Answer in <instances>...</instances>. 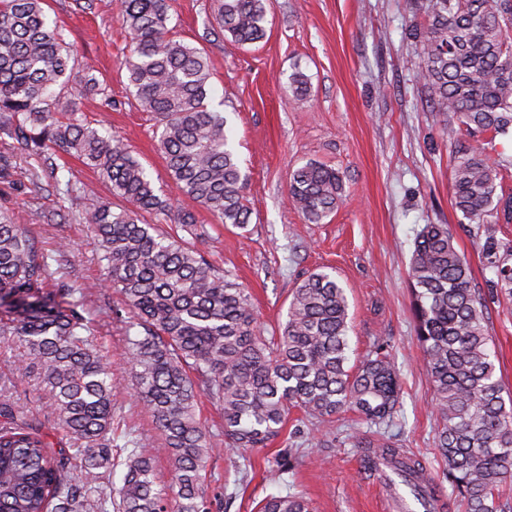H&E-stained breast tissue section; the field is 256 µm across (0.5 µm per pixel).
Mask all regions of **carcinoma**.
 Segmentation results:
<instances>
[{"label": "carcinoma", "instance_id": "carcinoma-1", "mask_svg": "<svg viewBox=\"0 0 512 512\" xmlns=\"http://www.w3.org/2000/svg\"><path fill=\"white\" fill-rule=\"evenodd\" d=\"M214 20L232 42L252 45L266 35L268 0H213ZM46 0H0V132L55 173V153L81 160L109 183L111 198L89 203L87 222L107 261L108 283L130 314L127 364L138 397L151 409L170 455V484L156 478L149 449L124 460L116 512H211L204 491L213 451L197 415V390L224 413L225 451L242 459L250 448L277 439L293 410L331 426L351 408L388 427L402 383L379 345L360 366H349V303L327 270L293 289L287 321L277 336L261 333L251 297L208 263L177 233L141 222L165 211L140 160L116 135H102L81 109L89 89L112 105L107 86L80 63L46 19ZM420 80L427 107L456 117L472 136L493 142L512 134V0H427ZM117 16L131 40L128 81L141 109L156 120L166 167L179 190L223 224L249 221L229 119L209 107L206 53L175 39L169 0H117ZM454 144V206L470 223L486 224L512 199L500 164L482 143ZM340 173L308 162L292 172L289 195L303 217L319 223L338 206ZM482 254L493 270L490 298L512 300V246L486 237ZM416 339L433 385L444 477L465 512H512L499 488L512 479V407L485 326V298L471 288L469 266L442 224H426L410 261ZM47 256L0 207V335L15 336L16 369L34 374L49 395L58 427L74 454L57 451L48 436L18 420L13 390L0 387V512H90L88 493L117 465L112 454V376L109 350L92 336L81 303L65 289L51 291ZM355 448H379L384 465L413 498L435 500L438 485L423 461L382 432L351 437ZM80 459L74 472L71 456ZM259 512H310L297 494L262 500Z\"/></svg>", "mask_w": 512, "mask_h": 512}]
</instances>
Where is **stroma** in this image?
Here are the masks:
<instances>
[{"instance_id": "obj_1", "label": "stroma", "mask_w": 512, "mask_h": 512, "mask_svg": "<svg viewBox=\"0 0 512 512\" xmlns=\"http://www.w3.org/2000/svg\"><path fill=\"white\" fill-rule=\"evenodd\" d=\"M211 0H171L175 36L203 49L213 65L210 101L231 120V138L246 177L243 194L248 224L235 228L183 195L172 180L155 138V121L143 112L128 85L124 60L129 37L121 26L116 0H92L90 8L75 0H48L46 13L56 23L75 57L92 62L104 81L112 107L97 95L84 98L88 120L101 121L117 134L147 169L155 186L172 203L171 210L145 214L147 223L171 232L178 214L191 213L205 231L194 245L216 268L249 288L265 333H278L287 319L290 294L311 272L331 268L349 301L352 363L378 344L401 373L402 396L396 413V441L420 454L428 474L442 480L436 438L438 421L430 402L431 383L414 331L409 267L414 240L427 224H444L455 247L464 253L473 287L482 289L493 273L482 255L486 231L512 245V222L492 226L465 224L450 189L452 147L445 133L454 116L430 112L417 78L418 49L413 29L424 28V11L413 0H269L265 38L240 47L225 38L212 18ZM308 78L310 91L294 98V71ZM0 138V154L12 162L0 179V205L15 223L28 229L49 256L54 287L71 289L85 299V316L93 336L112 355V371L124 383L114 402L112 443H126L125 430L152 448L159 481L170 477L168 450L146 404L135 394L127 367L124 321L116 319L122 297L107 286L102 251L86 222V204L109 197L108 184L81 161L58 154V177L43 174V162L10 148ZM340 170L344 196L321 223L307 222L288 196L293 170L307 162ZM79 183L84 193L68 192ZM45 216L33 223V213ZM69 248L59 252V238ZM487 332L506 395H512V303L489 304ZM15 338L0 335V377L16 387L25 420L47 433L55 448L71 445L56 430L47 398L27 377L12 370ZM200 418L214 451L206 463L205 489L213 512H258L271 495H302L311 512H383L394 492L378 471L368 470L361 452L347 439L372 427L357 413L344 412L317 458H302L293 471L280 467L288 449L305 447V438L289 420L270 447L249 450L252 468L240 476L224 453L223 414L201 397Z\"/></svg>"}]
</instances>
